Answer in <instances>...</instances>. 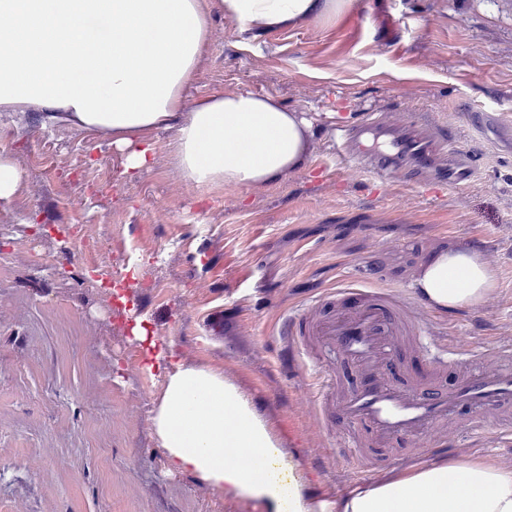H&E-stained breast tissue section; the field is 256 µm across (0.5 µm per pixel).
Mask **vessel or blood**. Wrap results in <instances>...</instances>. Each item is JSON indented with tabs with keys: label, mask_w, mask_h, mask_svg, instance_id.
Listing matches in <instances>:
<instances>
[{
	"label": "vessel or blood",
	"mask_w": 512,
	"mask_h": 512,
	"mask_svg": "<svg viewBox=\"0 0 512 512\" xmlns=\"http://www.w3.org/2000/svg\"><path fill=\"white\" fill-rule=\"evenodd\" d=\"M386 132V127L375 125L337 128L336 152L355 154L365 170L377 176L401 170L410 177L428 176L440 186L470 178L466 161L443 137L409 125L386 148L379 144ZM284 331L292 353L311 362L319 414L342 424L355 470L363 468L362 448L367 443L389 448L398 439L419 437L448 447V424L462 413L474 438L489 435L497 445L512 442V428L499 423L500 415L512 409V349H501L494 365L461 372L451 386L439 385L449 365L475 358L478 352L426 344L411 296H395L355 277L290 314ZM328 353L336 354L351 371L349 389H340L335 370L323 368L320 357ZM410 353L421 356V379H400L392 371Z\"/></svg>",
	"instance_id": "obj_1"
}]
</instances>
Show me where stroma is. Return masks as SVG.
Masks as SVG:
<instances>
[{
    "label": "stroma",
    "instance_id": "obj_1",
    "mask_svg": "<svg viewBox=\"0 0 512 512\" xmlns=\"http://www.w3.org/2000/svg\"><path fill=\"white\" fill-rule=\"evenodd\" d=\"M208 48L189 99L254 93L313 124L307 166L208 188L182 176L175 128L150 168L122 174L111 138L40 109L0 117L24 180L0 202V512H264L168 469L151 417L162 377L142 369L145 318L175 361L235 379L318 498L390 476L353 472L280 333L284 315L358 275L395 291L431 254L475 245L496 289L434 311L432 333L512 346V0H355L330 24L260 29L203 0ZM431 125L473 161L469 182L426 187L337 162L336 124Z\"/></svg>",
    "mask_w": 512,
    "mask_h": 512
}]
</instances>
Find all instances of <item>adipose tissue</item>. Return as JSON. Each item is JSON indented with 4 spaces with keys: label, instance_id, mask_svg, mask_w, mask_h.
Wrapping results in <instances>:
<instances>
[{
    "label": "adipose tissue",
    "instance_id": "adipose-tissue-1",
    "mask_svg": "<svg viewBox=\"0 0 512 512\" xmlns=\"http://www.w3.org/2000/svg\"><path fill=\"white\" fill-rule=\"evenodd\" d=\"M353 0H220L248 25L326 22ZM200 0H0V112L43 110L44 126L102 132L138 175L154 155L152 134L175 127L174 154L187 180L206 186L270 184L307 163L309 126L273 99L218 94L187 102L208 45ZM496 285L479 251L432 254L414 280L422 303L474 307ZM147 373L165 389L153 432L172 470L197 474L225 497L267 512H512V468L487 461L419 464L404 473L323 500L296 480L294 457L232 378L173 363L147 324Z\"/></svg>",
    "mask_w": 512,
    "mask_h": 512
}]
</instances>
